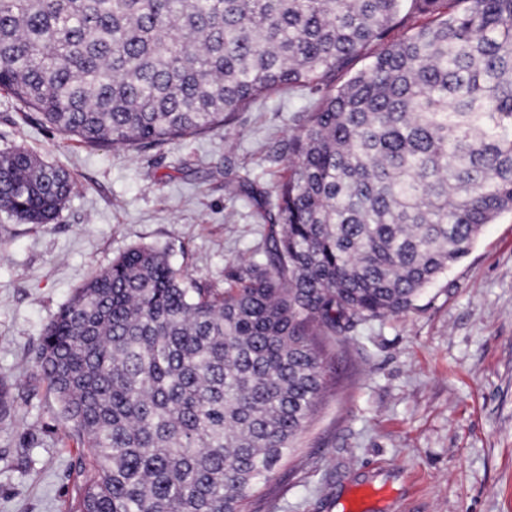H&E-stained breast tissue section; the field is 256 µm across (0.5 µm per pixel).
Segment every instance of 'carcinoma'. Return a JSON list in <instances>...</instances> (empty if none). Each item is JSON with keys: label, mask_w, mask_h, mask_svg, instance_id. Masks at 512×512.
Listing matches in <instances>:
<instances>
[{"label": "carcinoma", "mask_w": 512, "mask_h": 512, "mask_svg": "<svg viewBox=\"0 0 512 512\" xmlns=\"http://www.w3.org/2000/svg\"><path fill=\"white\" fill-rule=\"evenodd\" d=\"M305 86L325 93L260 259L221 286L133 246L44 326L37 376L79 448L67 512H244L319 400L311 336L410 309L512 212V0H0V91L90 147ZM73 189L0 150L1 212L48 224Z\"/></svg>", "instance_id": "carcinoma-1"}]
</instances>
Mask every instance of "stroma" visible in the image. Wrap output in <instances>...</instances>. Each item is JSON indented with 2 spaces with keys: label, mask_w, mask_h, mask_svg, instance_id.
Masks as SVG:
<instances>
[{
  "label": "stroma",
  "mask_w": 512,
  "mask_h": 512,
  "mask_svg": "<svg viewBox=\"0 0 512 512\" xmlns=\"http://www.w3.org/2000/svg\"><path fill=\"white\" fill-rule=\"evenodd\" d=\"M319 94L285 89L224 128L140 150L88 148L0 93V149L18 144L67 171L76 191L54 223L0 212V512H64L76 446L33 348L93 273L128 248L167 253L191 277L224 280L264 246L265 198L288 142ZM327 359L318 405L249 512H512V213L406 312L314 339Z\"/></svg>",
  "instance_id": "stroma-1"
}]
</instances>
